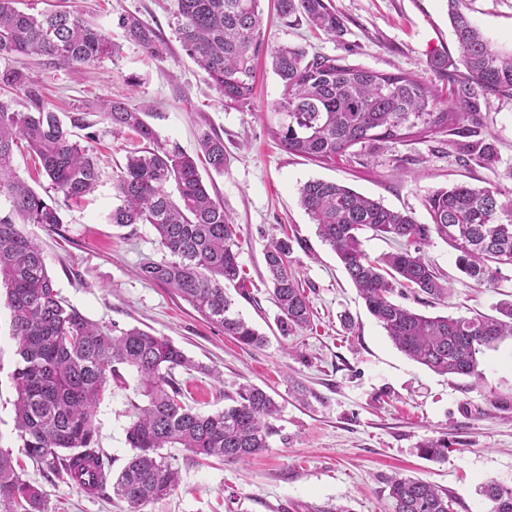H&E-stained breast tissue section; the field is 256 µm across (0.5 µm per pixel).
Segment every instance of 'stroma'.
<instances>
[{
    "mask_svg": "<svg viewBox=\"0 0 512 512\" xmlns=\"http://www.w3.org/2000/svg\"><path fill=\"white\" fill-rule=\"evenodd\" d=\"M331 3L344 23L338 37L307 21L281 18L274 0H261L266 45L300 46L312 55L444 83L428 61L457 52L445 0ZM67 6L109 33L113 55L78 73L32 57L0 59V71H25L60 117L82 114L86 125L73 135L91 147L101 176L91 195L69 200L38 173L27 152H15V174L55 201L63 220L58 234L39 224L24 225V232L39 243L60 296L88 319L109 328L138 327L182 348L196 368L177 370L176 377L195 411L223 409L242 384L265 389L282 407L279 434L249 461H204L182 448L166 449L179 483L142 512H383L388 481L397 474L446 491L450 512H489L480 486L489 480L512 486V339L482 356L478 385L409 359L317 236L298 189L312 179L337 182L412 212L424 224L430 221L425 201L439 188L466 183L512 193V99H492L483 114L482 134L497 151L489 167L459 159V138L449 132L356 146L333 163L309 160L288 153L276 135L273 107L283 86L269 57L258 63L251 103L230 105L182 50L174 33L175 0H67ZM471 8L492 42L512 51V0H471ZM127 12L161 33L170 48L166 57H151L122 37L117 19ZM131 79L136 89L128 88ZM117 97L143 112L161 142L195 158L210 195L232 217L245 279L228 293L234 311L266 336L263 346L239 345L170 289L139 278L142 261L160 262L169 254L151 225L111 221L117 174L127 152L139 146L133 134L113 133L99 112L103 101ZM203 130L224 140L223 172L204 162L198 145ZM285 233L299 240L293 267L313 311L310 327L287 335L277 327L280 311L264 260L271 238ZM425 256L451 293L436 304L416 302L424 314L492 316L497 304L512 299L511 266L503 267L499 287L486 288L458 270L454 249L441 239L426 247ZM16 361L11 313L1 297L0 448L12 452L24 480L44 490L43 512H125L126 503L113 494L88 496L26 457L15 425ZM124 377L125 385L112 386L96 416L99 446L116 473L132 455L126 430L134 406L144 402L137 373L128 369ZM443 436L451 443L447 459L419 455L421 443Z\"/></svg>",
    "mask_w": 512,
    "mask_h": 512,
    "instance_id": "1",
    "label": "stroma"
}]
</instances>
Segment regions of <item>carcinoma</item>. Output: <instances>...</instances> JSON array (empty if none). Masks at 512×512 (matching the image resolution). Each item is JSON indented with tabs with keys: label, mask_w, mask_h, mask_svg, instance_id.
I'll use <instances>...</instances> for the list:
<instances>
[{
	"label": "carcinoma",
	"mask_w": 512,
	"mask_h": 512,
	"mask_svg": "<svg viewBox=\"0 0 512 512\" xmlns=\"http://www.w3.org/2000/svg\"><path fill=\"white\" fill-rule=\"evenodd\" d=\"M458 62L463 70L443 88L409 73H383L302 47L265 48L260 0H177L175 32L185 53L196 61L224 102L247 104L254 94V61L268 52L283 85L275 106L282 116L277 135L290 153L322 161L344 156L356 145L387 142L410 134L454 132L463 138L462 155L486 165L496 162L492 143L480 137L482 112L490 97L512 98V52L496 50L469 17V0H447ZM21 0H0V58L44 56L72 67L113 53L108 33L66 9L38 15L19 8ZM284 18L303 17L339 36L343 24L325 0H278ZM118 27L126 40L153 57L169 45L133 13ZM0 85L29 100L31 110L15 112L0 101V193L10 209L0 214V282L6 286L18 361L13 372L17 392L16 428L26 454L58 478L95 494L112 493L141 512L146 503L168 495L178 484L162 450L184 448L201 458L243 462L270 448L281 407L266 390L243 385L233 404L211 414L195 412L183 401L175 370L194 363L173 341L140 328L114 333L64 302L49 275L40 246L22 225L59 229L58 210L13 170L20 143L33 154L38 170L56 190L80 199L99 180L96 157L71 138L57 113L19 70L0 71ZM112 129L135 132L150 146L126 155L115 185L119 204L112 223L149 224L168 261H144L139 276L170 288L202 316L238 343L259 346L264 336L232 311L226 284L243 281L235 225L224 205L213 199L193 157L159 141L142 113L125 102L101 105ZM205 161L224 172V139L199 134ZM175 184L178 198L166 187ZM497 187L454 184L426 200L431 218L422 224L409 212L320 179L299 188V202L317 235L335 252L350 281L395 347L439 374L482 379L478 355L512 337V301L497 315L473 317L425 315L395 300L406 289L435 301L448 297V282L426 260L423 249L434 238L456 251V265L467 277L498 285L501 267L512 266V201ZM395 244L377 257L367 254L363 234ZM293 240L274 238L264 253L272 300L288 333L311 325L312 311L291 268ZM139 376L145 402L135 406L126 441L133 455L116 479L98 447L96 416L111 383H123L121 369ZM448 438L421 445L427 458L448 457ZM385 512H449L448 495L435 485L407 476L392 477ZM491 512H512V486L489 480L481 486ZM44 491L23 480L12 453L0 449V506L14 512H41Z\"/></svg>",
	"instance_id": "1"
}]
</instances>
